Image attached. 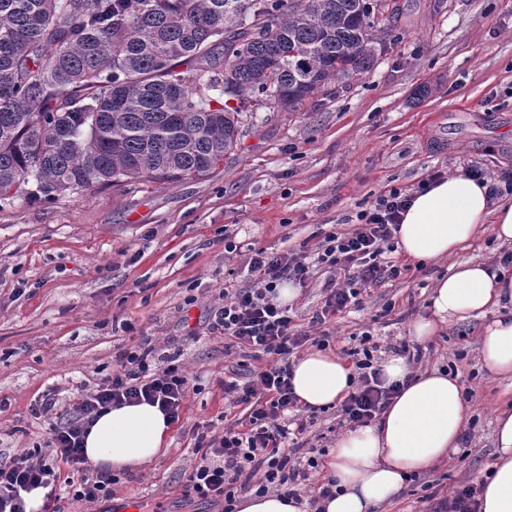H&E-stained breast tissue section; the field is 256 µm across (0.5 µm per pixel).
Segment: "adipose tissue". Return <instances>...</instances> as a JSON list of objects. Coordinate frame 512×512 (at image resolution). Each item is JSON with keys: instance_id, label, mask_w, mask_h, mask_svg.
<instances>
[{"instance_id": "obj_1", "label": "adipose tissue", "mask_w": 512, "mask_h": 512, "mask_svg": "<svg viewBox=\"0 0 512 512\" xmlns=\"http://www.w3.org/2000/svg\"><path fill=\"white\" fill-rule=\"evenodd\" d=\"M496 239L512 243V201L492 203L488 188L458 173L416 193L404 213L397 247L416 262L452 259L438 279L425 315L410 326L419 341L454 323L483 319L481 352L492 375L512 374V272L456 253L483 226ZM386 382L402 389L376 425L347 431L329 452L327 467L336 484L332 496L309 505L274 494L246 495L237 512H371L396 495L411 475L456 453L470 407L457 375L440 370L413 373L406 358L381 363ZM291 383L300 404L325 408L342 401L352 388L354 369L330 351L313 350L291 366ZM172 423L159 406L142 402L103 410L84 439V451L102 472H129L162 458L170 445ZM495 454L479 496L477 512H512V408L498 410Z\"/></svg>"}]
</instances>
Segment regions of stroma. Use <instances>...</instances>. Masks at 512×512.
<instances>
[{"label":"stroma","instance_id":"obj_1","mask_svg":"<svg viewBox=\"0 0 512 512\" xmlns=\"http://www.w3.org/2000/svg\"><path fill=\"white\" fill-rule=\"evenodd\" d=\"M398 2L403 14L381 26L384 50L369 73L299 111L258 110L207 175L0 207V398L9 403L0 453L46 447L49 424L31 415L34 400L52 390L70 402L142 337L197 379L166 456L120 475L112 496L92 505L73 499L72 471L61 465L58 512H120L128 500L140 512H221L181 485L194 425L243 415L224 412V374L241 357L225 356L210 323L224 289L250 285V248L311 249L331 226L350 230L381 192L416 188L437 170L512 176V0ZM503 249L486 228L454 260L373 290L361 309L332 319L330 351L358 347L368 329L385 360L452 261L488 262ZM481 325L457 323L421 345L423 367L458 374L469 393L468 442L374 512H438L449 492L485 478L512 377L487 371Z\"/></svg>","mask_w":512,"mask_h":512}]
</instances>
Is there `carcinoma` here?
I'll use <instances>...</instances> for the list:
<instances>
[{"instance_id":"carcinoma-1","label":"carcinoma","mask_w":512,"mask_h":512,"mask_svg":"<svg viewBox=\"0 0 512 512\" xmlns=\"http://www.w3.org/2000/svg\"><path fill=\"white\" fill-rule=\"evenodd\" d=\"M376 11L378 0H0V201L206 175L237 146L242 101L284 93L295 112L370 72Z\"/></svg>"}]
</instances>
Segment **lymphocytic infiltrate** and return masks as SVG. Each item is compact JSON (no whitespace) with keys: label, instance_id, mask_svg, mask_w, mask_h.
Instances as JSON below:
<instances>
[{"label":"lymphocytic infiltrate","instance_id":"obj_1","mask_svg":"<svg viewBox=\"0 0 512 512\" xmlns=\"http://www.w3.org/2000/svg\"><path fill=\"white\" fill-rule=\"evenodd\" d=\"M410 201L409 194L393 188L378 195L359 212L349 232L325 233L316 246L315 260L306 255H285L263 248L251 249L247 267L251 287L224 291V303L214 314V330L233 346L249 351L259 368L244 370L241 378L224 384V398L234 406L249 407L245 430L225 429L223 434L196 431L198 461L185 471L184 494L210 499L235 512L238 493L287 490L297 496L314 473L319 472V449L308 446L304 435L309 420L298 414V401L290 383L289 358L295 350L312 344L326 345L324 326L329 318L359 304L364 293L399 279L406 267L392 260L393 234ZM330 273L324 284V303L315 310L309 330L299 329L288 305L277 299V288L289 281L306 286L316 269ZM379 346L371 333H363L359 348L348 353L357 385L341 402V424H370L398 394L399 384L385 385L375 354ZM193 384L178 365L161 364L150 340L121 352L112 373L92 389L82 392L69 407L59 408L54 393L36 400L33 414L50 422L49 454L23 451L0 456V512H26L23 494L47 488L57 479L56 462L83 474L74 499L87 504L111 496L114 477L88 476L83 439L97 414L113 404L146 401L159 404L172 421Z\"/></svg>","mask_w":512,"mask_h":512}]
</instances>
